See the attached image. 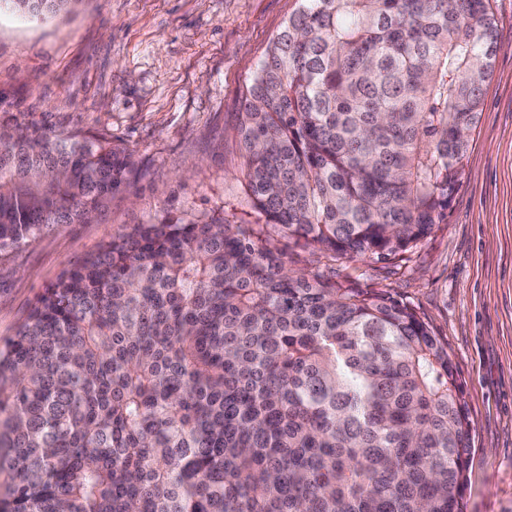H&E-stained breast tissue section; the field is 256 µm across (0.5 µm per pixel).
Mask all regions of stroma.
<instances>
[{
    "mask_svg": "<svg viewBox=\"0 0 512 512\" xmlns=\"http://www.w3.org/2000/svg\"><path fill=\"white\" fill-rule=\"evenodd\" d=\"M296 0H75L0 11V93L34 119L104 133L136 162L128 188L81 224L0 253V348L37 298L112 234L196 220L241 202L236 114ZM448 222L409 261L356 262L425 316L463 383L472 420L465 512H512V0ZM73 0H0L2 5H7L11 10L24 15L39 16L45 13H56L65 8Z\"/></svg>",
    "mask_w": 512,
    "mask_h": 512,
    "instance_id": "stroma-1",
    "label": "stroma"
}]
</instances>
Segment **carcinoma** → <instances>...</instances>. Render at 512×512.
Wrapping results in <instances>:
<instances>
[{
	"label": "carcinoma",
	"mask_w": 512,
	"mask_h": 512,
	"mask_svg": "<svg viewBox=\"0 0 512 512\" xmlns=\"http://www.w3.org/2000/svg\"><path fill=\"white\" fill-rule=\"evenodd\" d=\"M72 0H0L24 15ZM240 101L224 212L114 234L0 350V512H465L448 344L341 268L448 208L493 71L492 0H298ZM103 134L0 112V252L130 185Z\"/></svg>",
	"instance_id": "carcinoma-1"
}]
</instances>
